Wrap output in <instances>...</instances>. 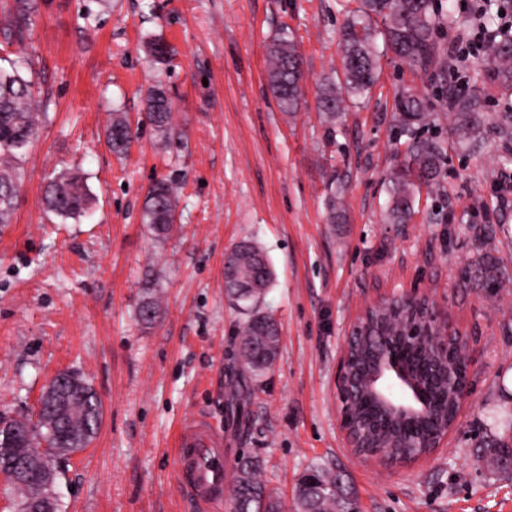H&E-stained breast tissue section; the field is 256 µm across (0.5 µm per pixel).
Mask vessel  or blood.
<instances>
[{"label":"vessel or blood","instance_id":"b4317fda","mask_svg":"<svg viewBox=\"0 0 512 512\" xmlns=\"http://www.w3.org/2000/svg\"><path fill=\"white\" fill-rule=\"evenodd\" d=\"M178 478L195 500L200 512H219L224 506L227 484L224 478L222 440L206 417L185 424L177 450Z\"/></svg>","mask_w":512,"mask_h":512}]
</instances>
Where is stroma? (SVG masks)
<instances>
[{
	"label": "stroma",
	"mask_w": 512,
	"mask_h": 512,
	"mask_svg": "<svg viewBox=\"0 0 512 512\" xmlns=\"http://www.w3.org/2000/svg\"><path fill=\"white\" fill-rule=\"evenodd\" d=\"M23 53L43 122L24 162L12 220L0 224V416L31 415L48 381L77 372L102 404L82 452L57 460L61 512H195L176 477L180 424L209 418L224 436V473L259 459L283 512L315 464L339 468L358 512H512V473L482 462L483 443L512 436V288L491 295L458 273L480 254L512 273V163L495 121L512 107L486 76L488 50L463 0H434L440 46L460 38L457 66L411 71L381 56L370 94L335 131L317 85L341 66L338 31L354 0H35ZM288 30L302 58L300 109L280 112L266 48ZM174 56L159 61L148 42ZM161 81L180 142L162 147L144 124ZM478 97L475 150L451 153L444 192H421L408 223H388L383 184L400 161L393 113L407 90L448 112V92ZM141 122L125 157L108 149L113 109ZM80 169L86 216L45 210L57 173ZM181 186L169 237L141 212L154 180ZM249 240L273 280L261 307L280 329L276 363L260 377L234 369L238 311L224 295V255ZM160 300L143 325L146 296ZM402 295L433 301L469 343L467 394L440 448L402 465L361 458L340 426L335 375L349 328Z\"/></svg>",
	"instance_id": "stroma-1"
}]
</instances>
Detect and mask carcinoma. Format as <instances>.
<instances>
[{"instance_id":"1","label":"carcinoma","mask_w":512,"mask_h":512,"mask_svg":"<svg viewBox=\"0 0 512 512\" xmlns=\"http://www.w3.org/2000/svg\"><path fill=\"white\" fill-rule=\"evenodd\" d=\"M14 32L23 38L33 25L31 0H13ZM440 16L433 0H358L340 30L339 44L343 55L342 75L324 79L317 93L318 110L335 133L346 104L366 97L377 82V39L415 70L428 71L439 64L440 48L434 40ZM489 66L496 85L503 94L512 96V36L489 44ZM270 87L279 109L286 113L297 111L302 99L303 73L293 40L288 32H280L267 48ZM10 69L0 68V224L8 223L14 198L23 184V159L37 135L36 112L31 80L21 71L28 67L25 57L9 60ZM146 119L165 142L180 138L172 122V107L162 86L149 90L145 99ZM448 133L454 135L459 147L481 136L484 115L475 97H457L449 113ZM394 125L405 138L401 164L389 176V217L394 224H403L411 216L416 191L426 186L439 193L444 190L440 181L442 167L448 156V141L440 135H424L437 126L436 113L430 111L427 99L410 91L402 93L396 103ZM139 136V128L120 112L112 114L106 130V142L112 153L124 155ZM46 209L63 218L80 217L89 209L90 197L84 177L78 172L64 173L48 182L44 192ZM177 188L163 178L149 186L143 208V223L157 236L169 233L176 221ZM224 264L232 265L234 276L224 277L227 297L242 314L236 326L239 339L238 355L247 371L259 375L271 369L266 348L280 342L276 320L259 308V302L272 283L268 257L249 241H242L225 255ZM459 278L468 284L481 286L495 294L509 278L497 257L484 253L472 264L463 267ZM401 307L398 300L385 304L374 313L369 327L371 343L355 353L363 363L365 352L376 348L375 341L383 337L392 344L394 360L412 374L428 399L430 412L422 422L407 420L395 424L382 422L373 433L358 437L359 451L372 454L379 450L397 460H411L430 452L419 447L420 435L431 433L450 413L448 384L427 380L426 352L401 341ZM448 362L457 364L456 384L466 379V360L458 357L456 344L448 342ZM72 410L85 415L91 426L83 435V424L58 423L47 417L37 420H6L0 429V448H18L20 453L41 457L46 466L58 456L56 449L66 445L76 451L85 448L98 431L101 408L88 396L71 402ZM374 414L372 404L363 393L355 395L353 415L359 421ZM485 458L494 469L512 466V445L494 441L488 446ZM260 461L245 457L236 466L229 487L232 512H281V504L260 479ZM13 488L20 492L19 512H27L40 494L42 477L31 473ZM296 512H355L354 500L344 476L323 466L306 472L296 489Z\"/></svg>"}]
</instances>
